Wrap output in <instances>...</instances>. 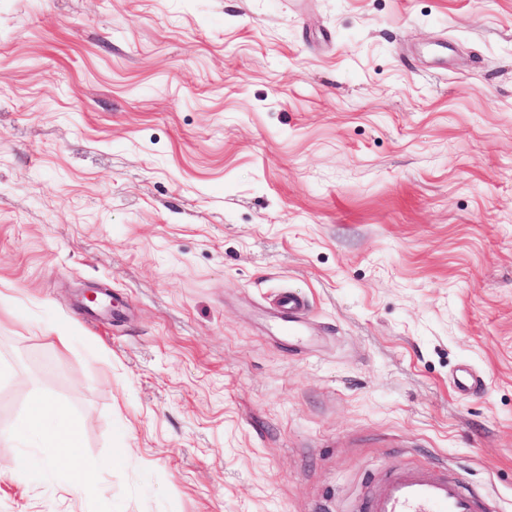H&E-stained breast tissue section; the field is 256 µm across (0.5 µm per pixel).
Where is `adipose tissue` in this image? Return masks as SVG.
I'll list each match as a JSON object with an SVG mask.
<instances>
[{"mask_svg": "<svg viewBox=\"0 0 512 512\" xmlns=\"http://www.w3.org/2000/svg\"><path fill=\"white\" fill-rule=\"evenodd\" d=\"M14 437L18 442L43 448V466L53 468L65 464L67 473L73 477L72 492H80L83 486L96 483L95 471L85 466L79 451L81 423L70 418L55 402L42 396L34 397Z\"/></svg>", "mask_w": 512, "mask_h": 512, "instance_id": "adipose-tissue-1", "label": "adipose tissue"}]
</instances>
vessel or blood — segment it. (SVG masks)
<instances>
[{
    "label": "vessel or blood",
    "instance_id": "vessel-or-blood-1",
    "mask_svg": "<svg viewBox=\"0 0 512 512\" xmlns=\"http://www.w3.org/2000/svg\"><path fill=\"white\" fill-rule=\"evenodd\" d=\"M274 305L281 314V332L295 336L307 309L302 298L279 292ZM353 512H490L485 498L463 480L419 467L384 475Z\"/></svg>",
    "mask_w": 512,
    "mask_h": 512
}]
</instances>
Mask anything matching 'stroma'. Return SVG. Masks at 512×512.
Listing matches in <instances>:
<instances>
[{
	"mask_svg": "<svg viewBox=\"0 0 512 512\" xmlns=\"http://www.w3.org/2000/svg\"><path fill=\"white\" fill-rule=\"evenodd\" d=\"M0 293V464L42 395L99 473L0 512H512V0H0ZM273 305L282 316L283 324L279 326V330L289 336H298V325L307 309V302L302 297L283 290L276 295ZM351 512H491L463 480L419 467L384 475Z\"/></svg>",
	"mask_w": 512,
	"mask_h": 512,
	"instance_id": "35a3bbf8",
	"label": "stroma"
}]
</instances>
